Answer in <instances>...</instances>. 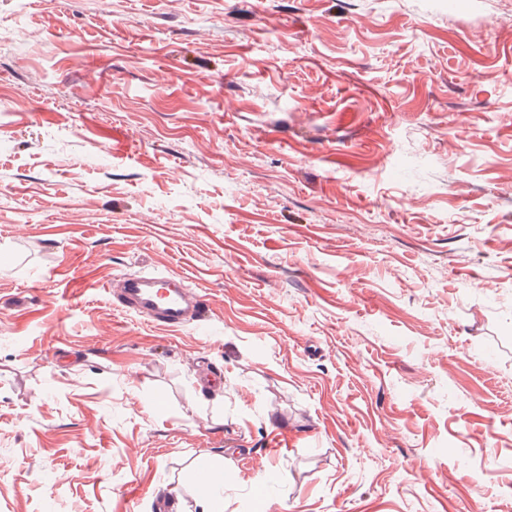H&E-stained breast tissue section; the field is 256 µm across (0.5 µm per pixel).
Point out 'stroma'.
<instances>
[{"label": "stroma", "instance_id": "stroma-1", "mask_svg": "<svg viewBox=\"0 0 512 512\" xmlns=\"http://www.w3.org/2000/svg\"><path fill=\"white\" fill-rule=\"evenodd\" d=\"M201 458L219 512H512V0H0V512H201ZM115 298L123 310L156 325L181 327L194 323L204 328L209 319L205 296L184 288L174 277L141 275L125 279Z\"/></svg>", "mask_w": 512, "mask_h": 512}]
</instances>
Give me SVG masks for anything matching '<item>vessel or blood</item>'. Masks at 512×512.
<instances>
[{"instance_id": "obj_1", "label": "vessel or blood", "mask_w": 512, "mask_h": 512, "mask_svg": "<svg viewBox=\"0 0 512 512\" xmlns=\"http://www.w3.org/2000/svg\"><path fill=\"white\" fill-rule=\"evenodd\" d=\"M115 298L126 311L156 325L206 327L209 309L204 295L184 288L172 277L141 275L125 279Z\"/></svg>"}]
</instances>
